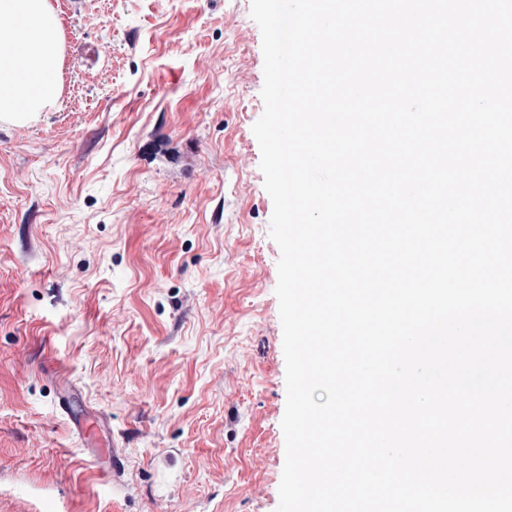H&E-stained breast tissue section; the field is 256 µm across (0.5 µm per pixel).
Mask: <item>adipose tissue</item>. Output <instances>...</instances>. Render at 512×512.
<instances>
[{
    "label": "adipose tissue",
    "mask_w": 512,
    "mask_h": 512,
    "mask_svg": "<svg viewBox=\"0 0 512 512\" xmlns=\"http://www.w3.org/2000/svg\"><path fill=\"white\" fill-rule=\"evenodd\" d=\"M62 45L50 0H0V119L25 120L56 103Z\"/></svg>",
    "instance_id": "obj_1"
}]
</instances>
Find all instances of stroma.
Returning a JSON list of instances; mask_svg holds the SVG:
<instances>
[{"label":"stroma","instance_id":"35a3bbf8","mask_svg":"<svg viewBox=\"0 0 512 512\" xmlns=\"http://www.w3.org/2000/svg\"><path fill=\"white\" fill-rule=\"evenodd\" d=\"M51 3L60 99L0 120V512H276L286 367L251 0Z\"/></svg>","mask_w":512,"mask_h":512}]
</instances>
